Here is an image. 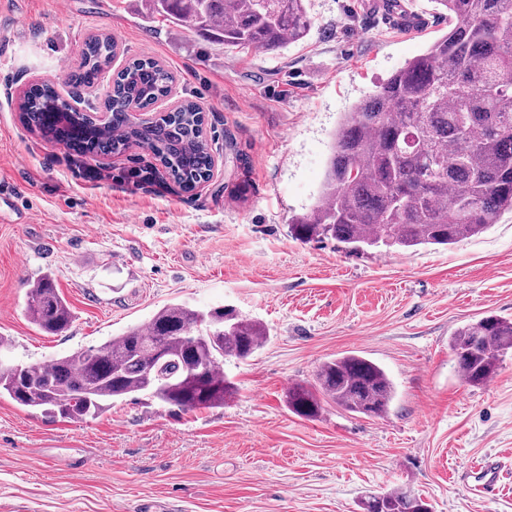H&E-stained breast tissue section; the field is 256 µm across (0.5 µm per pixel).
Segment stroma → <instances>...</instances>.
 Instances as JSON below:
<instances>
[{
  "label": "stroma",
  "mask_w": 512,
  "mask_h": 512,
  "mask_svg": "<svg viewBox=\"0 0 512 512\" xmlns=\"http://www.w3.org/2000/svg\"><path fill=\"white\" fill-rule=\"evenodd\" d=\"M402 2L418 31L378 21L380 0H306L309 34L275 53L146 22L144 0H18L0 12V364L99 346L176 304L230 306L268 331L248 361H225L235 392L220 407L179 412L140 394L68 420L0 399V512H362L365 496L396 488L431 512H512V479L481 497L457 475L512 457V353L472 386L449 347L481 317L512 320V213L414 251L348 253L288 232L319 194L342 114L448 30L433 0ZM99 32L120 59L158 60L176 99L203 108L209 182L184 190L147 148L92 158L20 122V92L46 80L101 111L110 76L72 82ZM49 272L74 316L60 335L26 311ZM350 351L392 379L387 413L325 399L317 417L293 414L289 388Z\"/></svg>",
  "instance_id": "1"
}]
</instances>
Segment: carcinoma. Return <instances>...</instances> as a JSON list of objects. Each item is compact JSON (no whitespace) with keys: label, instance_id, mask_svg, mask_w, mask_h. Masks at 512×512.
<instances>
[{"label":"carcinoma","instance_id":"cac0c4a2","mask_svg":"<svg viewBox=\"0 0 512 512\" xmlns=\"http://www.w3.org/2000/svg\"><path fill=\"white\" fill-rule=\"evenodd\" d=\"M144 18L189 26L214 44L240 52L279 51L311 29L305 0H145ZM448 12V32L344 113L333 135L322 190L312 210L291 219L292 237L334 239L348 251L385 246L404 250L453 245L512 213V0H432ZM118 45L88 36L75 82L92 86L110 68ZM105 106L111 124L99 126L49 83L19 104L23 123L57 138L47 121L68 118L87 152L121 154L150 148L165 174L191 189L213 176L215 158L202 108L181 100L152 125L131 119L170 96L172 75L152 58H134L112 77ZM27 312L42 331L69 330L73 315L55 277L29 290ZM267 338L259 323L239 314L228 336L211 334L208 314L183 305L159 310L148 326L132 327L99 347L47 363L0 366V397L53 417H97L118 400L148 392L183 411L224 405L235 391L227 359L244 361ZM165 357L158 359L154 344ZM465 382L479 386L512 351V321L488 315L450 340ZM30 385L19 394L18 372ZM315 387L288 390V408L317 416L322 394L343 409L387 413L395 390L385 371L354 352L320 364ZM364 512H431L421 497L394 489L362 501Z\"/></svg>","mask_w":512,"mask_h":512}]
</instances>
